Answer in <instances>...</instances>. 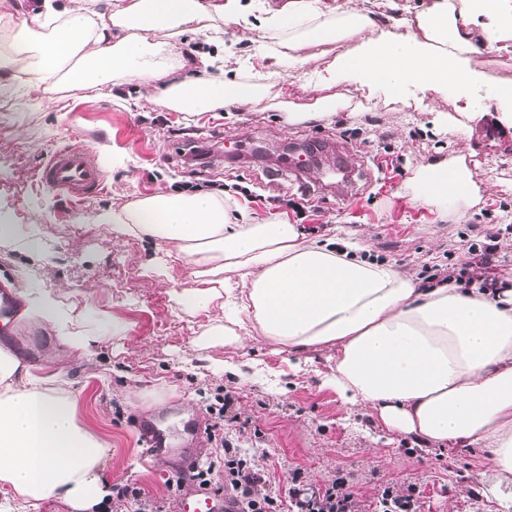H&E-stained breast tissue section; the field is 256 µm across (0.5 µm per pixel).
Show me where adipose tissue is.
Segmentation results:
<instances>
[{
  "label": "adipose tissue",
  "instance_id": "adipose-tissue-1",
  "mask_svg": "<svg viewBox=\"0 0 512 512\" xmlns=\"http://www.w3.org/2000/svg\"><path fill=\"white\" fill-rule=\"evenodd\" d=\"M99 2L39 0L35 28L17 30L10 63L0 66V94L13 88L14 64L25 62L32 91L59 74L74 85L121 75L156 90L175 112L249 105L264 94L263 84L186 76L185 60L163 55L149 35L176 37L208 18L215 22L208 41L219 45L226 22L254 14L299 66L310 46L355 44L352 55L313 72L316 97L289 105L288 126L350 108V98L335 92L344 83L369 99L410 86L462 89L467 120H482L494 101L504 108L499 122L512 128V80L493 79L471 60L478 48L494 50L512 38V0H431L403 33L376 31L357 6L330 12L320 0H289L284 13L241 0L214 7L129 0L113 10ZM409 189L443 219L465 216L480 191L461 154L417 167ZM97 220L113 235L154 240L189 257L199 287L177 301L191 309H208L223 297L227 274H238L246 290L241 309L265 338L292 352L334 346L330 382L347 401L369 406L401 436L487 450L496 484L512 485V288L426 287L389 262L361 257L357 244L306 238L277 216L249 222L215 191L156 194ZM18 294L28 316L51 324L59 343L81 357L93 353L99 338L76 303L41 288ZM77 406L60 375L37 376L0 349V500L34 508L57 499L72 512H92L103 500L107 448L79 425Z\"/></svg>",
  "mask_w": 512,
  "mask_h": 512
}]
</instances>
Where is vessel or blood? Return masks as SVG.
Here are the masks:
<instances>
[{"instance_id":"obj_1","label":"vessel or blood","mask_w":512,"mask_h":512,"mask_svg":"<svg viewBox=\"0 0 512 512\" xmlns=\"http://www.w3.org/2000/svg\"><path fill=\"white\" fill-rule=\"evenodd\" d=\"M43 185L68 198L82 200L99 193L106 173L94 151L86 147H64L55 150L39 170ZM21 305L12 288L0 286V323L13 326L21 321ZM134 427L149 456L166 455L172 446L170 436L154 424L138 419ZM232 496L217 499L204 489L180 492L174 512H234Z\"/></svg>"}]
</instances>
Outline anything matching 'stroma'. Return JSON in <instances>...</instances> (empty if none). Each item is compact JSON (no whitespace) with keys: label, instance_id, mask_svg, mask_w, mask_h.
<instances>
[{"label":"stroma","instance_id":"obj_1","mask_svg":"<svg viewBox=\"0 0 512 512\" xmlns=\"http://www.w3.org/2000/svg\"><path fill=\"white\" fill-rule=\"evenodd\" d=\"M262 27L228 23L221 53L267 73L259 53ZM310 61L270 80L272 94L312 102L307 85L321 67ZM454 103L410 90L399 101L289 127L268 102L210 112H174L142 97L121 78L61 92L0 98V220L33 231L40 261L0 252V282L57 290L91 305L87 323L100 338L87 357L56 340L50 324L24 319L19 332L0 326V347L40 375L61 372L78 396L79 423L108 445L106 484H131L171 505L176 455L146 456L137 417L190 440L187 423L221 433L248 450L270 482L287 488L293 471L305 487L346 479L359 512H373L385 486L414 493L421 512H512V486L483 492L485 452L419 445L390 432L372 409L348 402L327 382L330 347L291 353L250 329L242 344L210 335L225 322L224 305L190 310L173 293L196 287L188 257L148 240L117 238L96 221L105 209L172 191H218L251 218L272 214L311 238L357 242L400 272L466 261L497 233L488 275L512 279V130L494 115L459 133ZM93 149L106 171L97 197L71 202L42 186L38 170L54 150ZM463 151L481 181L482 198L466 220L438 219L405 192L414 170ZM229 397L225 414L213 406Z\"/></svg>","mask_w":512,"mask_h":512}]
</instances>
